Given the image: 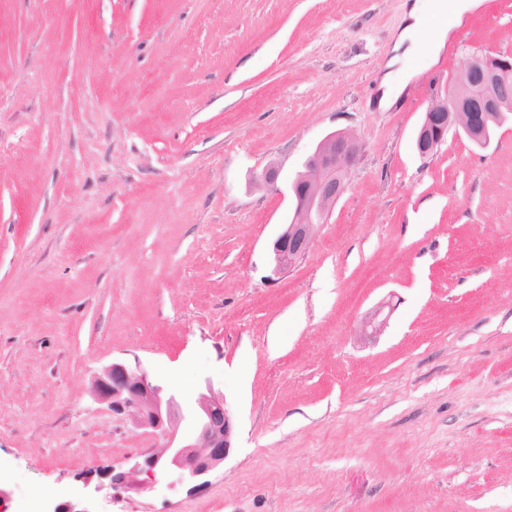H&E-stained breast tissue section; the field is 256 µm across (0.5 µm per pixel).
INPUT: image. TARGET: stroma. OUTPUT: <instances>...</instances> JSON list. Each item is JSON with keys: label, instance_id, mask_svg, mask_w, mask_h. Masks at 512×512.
Segmentation results:
<instances>
[{"label": "stroma", "instance_id": "1", "mask_svg": "<svg viewBox=\"0 0 512 512\" xmlns=\"http://www.w3.org/2000/svg\"><path fill=\"white\" fill-rule=\"evenodd\" d=\"M403 0H0V482L103 512H512V121L415 132L512 0L378 77ZM360 154L309 252L269 281L289 184L328 133ZM276 187L251 178L268 163ZM389 318L373 341L365 317ZM246 370H239L240 361ZM114 361L236 444L207 483L110 499L163 442L91 395Z\"/></svg>", "mask_w": 512, "mask_h": 512}]
</instances>
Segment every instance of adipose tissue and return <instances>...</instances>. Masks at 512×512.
Wrapping results in <instances>:
<instances>
[{
  "mask_svg": "<svg viewBox=\"0 0 512 512\" xmlns=\"http://www.w3.org/2000/svg\"><path fill=\"white\" fill-rule=\"evenodd\" d=\"M482 3L483 0H405L402 24L378 83L380 110L392 109L417 75L416 70L404 68V60L418 54L436 58L448 39L449 20H462Z\"/></svg>",
  "mask_w": 512,
  "mask_h": 512,
  "instance_id": "1",
  "label": "adipose tissue"
}]
</instances>
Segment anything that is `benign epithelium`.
<instances>
[{"mask_svg":"<svg viewBox=\"0 0 512 512\" xmlns=\"http://www.w3.org/2000/svg\"><path fill=\"white\" fill-rule=\"evenodd\" d=\"M512 110V56L475 55L458 74L446 97L433 101L415 135L419 155L433 154L448 129L456 127L475 141L490 139L489 123L506 119ZM359 153V137L350 130L327 134L307 155L289 184L291 210L270 246L271 274L281 275L309 251L318 227L325 223L342 195ZM279 168L268 165L252 179L256 187H274ZM94 399L109 410L147 428L165 440L158 453H147L125 469L107 473L113 489L155 491L171 473L199 487L230 454L237 425L224 396L206 383L194 403L183 405L179 394L141 364L114 361L92 386ZM186 425L189 433L178 435ZM42 512H96L91 494L65 502L48 499Z\"/></svg>","mask_w":512,"mask_h":512,"instance_id":"obj_1","label":"benign epithelium"}]
</instances>
